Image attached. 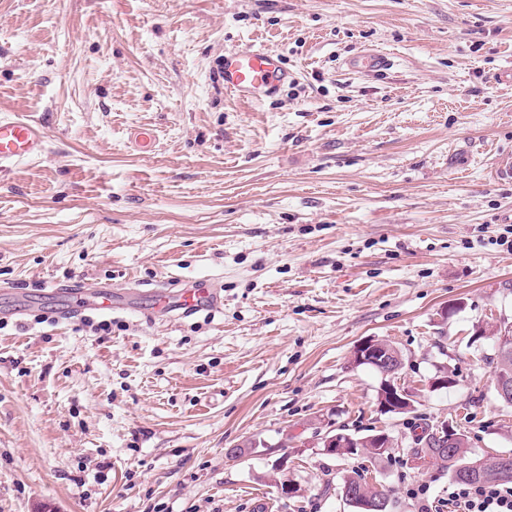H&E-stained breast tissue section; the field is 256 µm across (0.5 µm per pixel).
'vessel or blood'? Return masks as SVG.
Masks as SVG:
<instances>
[{
  "instance_id": "1",
  "label": "vessel or blood",
  "mask_w": 512,
  "mask_h": 512,
  "mask_svg": "<svg viewBox=\"0 0 512 512\" xmlns=\"http://www.w3.org/2000/svg\"><path fill=\"white\" fill-rule=\"evenodd\" d=\"M347 69L375 72L386 69L389 58L376 51H363L345 59ZM288 78L278 54L261 47L250 46L225 55L221 79L226 91L236 96L258 100L271 93ZM46 136L34 120L23 115L0 117V171L45 154ZM53 292L71 308H92L99 311H133L142 298H149L155 310L194 311L216 305L217 296L199 283L187 282L179 290L161 283L153 288H130L119 293L111 285L80 282L64 288L54 286Z\"/></svg>"
}]
</instances>
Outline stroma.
Returning <instances> with one entry per match:
<instances>
[{
    "label": "stroma",
    "mask_w": 512,
    "mask_h": 512,
    "mask_svg": "<svg viewBox=\"0 0 512 512\" xmlns=\"http://www.w3.org/2000/svg\"><path fill=\"white\" fill-rule=\"evenodd\" d=\"M251 45L290 75L260 101L219 79ZM368 48L389 69L346 70ZM508 69L512 0H0V116L48 141L0 172V512H355L356 472L390 512L418 485L448 512L451 474L404 462L413 425L512 453ZM86 279L220 302L97 334L47 294ZM370 338L413 411L381 410ZM339 429L394 460L322 454ZM501 358L502 363L498 370V377L503 380L497 377L494 388L500 400L506 404L512 405V357L502 355ZM507 378H509L511 382Z\"/></svg>",
    "instance_id": "obj_1"
}]
</instances>
